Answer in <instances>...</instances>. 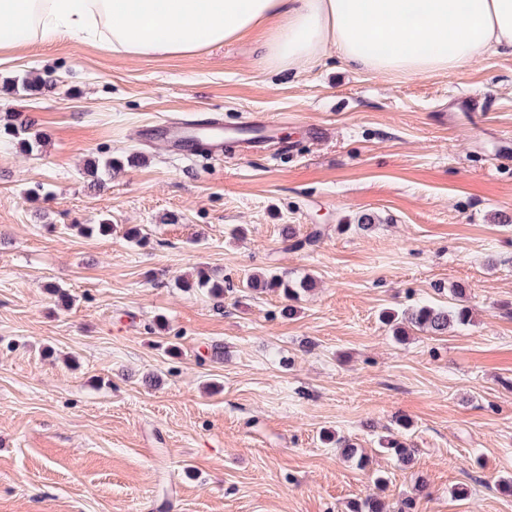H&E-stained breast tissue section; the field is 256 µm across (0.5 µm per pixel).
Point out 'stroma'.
Returning <instances> with one entry per match:
<instances>
[{"instance_id":"1","label":"stroma","mask_w":512,"mask_h":512,"mask_svg":"<svg viewBox=\"0 0 512 512\" xmlns=\"http://www.w3.org/2000/svg\"><path fill=\"white\" fill-rule=\"evenodd\" d=\"M269 36L188 58L0 48V117L45 135L32 154L0 141V512H348L375 491L414 512H512L495 487L512 477V55L449 75L334 52L280 70ZM30 73L46 78L33 95L7 90ZM474 93L481 108L462 110ZM201 114L287 118L288 154L177 158L139 135ZM130 154L94 185L90 161ZM104 214L111 236L81 233ZM285 224L321 237L291 250ZM201 268L223 299L178 287ZM272 274L317 285L286 316L242 287ZM453 288L470 325L398 342L379 320ZM398 432L407 465L379 450Z\"/></svg>"}]
</instances>
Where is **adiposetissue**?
Segmentation results:
<instances>
[{
  "instance_id": "adipose-tissue-1",
  "label": "adipose tissue",
  "mask_w": 512,
  "mask_h": 512,
  "mask_svg": "<svg viewBox=\"0 0 512 512\" xmlns=\"http://www.w3.org/2000/svg\"><path fill=\"white\" fill-rule=\"evenodd\" d=\"M270 25L267 60L336 50L373 73L452 74L512 55V0H0V44L82 37L131 57H190Z\"/></svg>"
}]
</instances>
